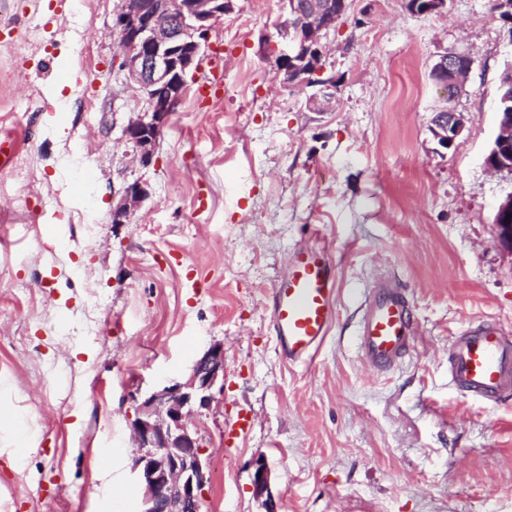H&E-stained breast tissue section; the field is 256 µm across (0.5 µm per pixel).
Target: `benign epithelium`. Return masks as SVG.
Here are the masks:
<instances>
[{
  "label": "benign epithelium",
  "mask_w": 512,
  "mask_h": 512,
  "mask_svg": "<svg viewBox=\"0 0 512 512\" xmlns=\"http://www.w3.org/2000/svg\"><path fill=\"white\" fill-rule=\"evenodd\" d=\"M348 7L345 0L339 10L334 0H309L304 10L296 11L306 25L295 32L286 26L279 32L275 76L283 86L294 88L301 70H315L318 88L306 100V107L313 112L329 110L338 85L335 77L324 76L321 38L328 26L321 18L336 10L343 16ZM222 16L224 0H138L134 5L123 0L113 18L123 55L121 70L147 103L145 113L130 120L124 129L142 163L151 161L161 129L183 100L188 79L196 74L214 24ZM462 58L473 66L474 59L466 52L445 53L430 70L436 85L451 88L454 101L467 94V82L451 78ZM466 122L464 113L446 104L437 107L430 118L432 134L443 148L454 143ZM510 144L512 113L500 112L485 165L494 171L512 172ZM148 195L144 184H127L112 208V223H125ZM494 225L499 247L512 256V193L498 204ZM223 394L224 344L215 342L194 362L184 380L162 384L144 396L138 391L128 395L137 413L132 432L138 447L134 470L145 487L141 512H201L209 468L189 421L210 409ZM252 467V490L260 499L269 495L271 471L262 459L255 460Z\"/></svg>",
  "instance_id": "obj_1"
}]
</instances>
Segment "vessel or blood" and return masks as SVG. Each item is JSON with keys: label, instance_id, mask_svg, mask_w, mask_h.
Listing matches in <instances>:
<instances>
[{"label": "vessel or blood", "instance_id": "vessel-or-blood-1", "mask_svg": "<svg viewBox=\"0 0 512 512\" xmlns=\"http://www.w3.org/2000/svg\"><path fill=\"white\" fill-rule=\"evenodd\" d=\"M336 316V273L328 247L292 249L272 291L271 317L282 356L292 365L313 362ZM414 332L403 291L379 277L358 335L364 360L376 372L393 367L407 355ZM448 378L467 397L488 402L512 397V331L481 321L452 336Z\"/></svg>", "mask_w": 512, "mask_h": 512}]
</instances>
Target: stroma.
I'll use <instances>...</instances> for the list:
<instances>
[{
  "label": "stroma",
  "instance_id": "obj_1",
  "mask_svg": "<svg viewBox=\"0 0 512 512\" xmlns=\"http://www.w3.org/2000/svg\"><path fill=\"white\" fill-rule=\"evenodd\" d=\"M122 5L0 0V134L33 170L0 167V512H140L126 395L183 380L216 342L224 395L192 419L210 462L202 512H512V399L448 382L450 336L485 318L512 329V255L494 226L512 174L485 165L512 29L489 0L422 16L407 0H352L323 38L336 100L311 112L309 89L268 61L284 0H231L211 36L223 96L185 97L145 165L123 136L146 104L116 64ZM451 51L476 63L457 102L466 128L445 149L429 71ZM135 181L148 199L113 223ZM320 241L337 320L315 361L291 366L272 288L292 248ZM380 273L416 323L382 373L358 350ZM244 413L250 428L225 447ZM252 467L253 474L251 485L254 496L258 499L268 496L270 491L271 471L267 463L263 459H256ZM259 472H262L261 476H258Z\"/></svg>",
  "mask_w": 512,
  "mask_h": 512
}]
</instances>
